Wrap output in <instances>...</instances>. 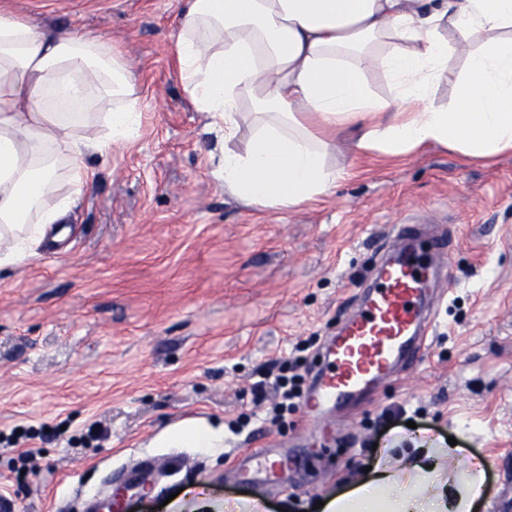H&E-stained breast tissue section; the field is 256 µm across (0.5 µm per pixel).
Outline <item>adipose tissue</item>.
I'll return each instance as SVG.
<instances>
[{"instance_id":"obj_1","label":"adipose tissue","mask_w":512,"mask_h":512,"mask_svg":"<svg viewBox=\"0 0 512 512\" xmlns=\"http://www.w3.org/2000/svg\"><path fill=\"white\" fill-rule=\"evenodd\" d=\"M174 39L184 91L223 133L224 192L246 206L333 194L346 130L361 153L512 152V0H180ZM454 59L452 96L437 103ZM141 112L122 46L0 9V268L32 258L64 218L59 175L82 187L86 155L136 139ZM376 472L323 512H473L484 492L473 459L454 482L421 462L399 474L382 459Z\"/></svg>"}]
</instances>
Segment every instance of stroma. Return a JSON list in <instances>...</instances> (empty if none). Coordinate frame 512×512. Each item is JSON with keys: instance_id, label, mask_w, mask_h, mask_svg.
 Segmentation results:
<instances>
[{"instance_id": "stroma-1", "label": "stroma", "mask_w": 512, "mask_h": 512, "mask_svg": "<svg viewBox=\"0 0 512 512\" xmlns=\"http://www.w3.org/2000/svg\"><path fill=\"white\" fill-rule=\"evenodd\" d=\"M40 25L119 42L142 85L130 145L88 156L68 235L0 269V497L14 512H86L146 469L133 512H315L368 480L379 456L401 467L429 444L447 476L449 439L483 462L479 512H512V153L440 145L355 153L335 193L285 211L248 208L217 175L221 135L184 93L172 31L178 0H0ZM425 216L450 269L436 288L429 353L371 402L304 427L302 404L272 419L265 374L318 348L357 305L393 224ZM210 427L215 448L174 434ZM282 460L274 481L238 468Z\"/></svg>"}]
</instances>
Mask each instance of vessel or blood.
<instances>
[{
	"instance_id": "1",
	"label": "vessel or blood",
	"mask_w": 512,
	"mask_h": 512,
	"mask_svg": "<svg viewBox=\"0 0 512 512\" xmlns=\"http://www.w3.org/2000/svg\"><path fill=\"white\" fill-rule=\"evenodd\" d=\"M397 236L400 246L381 257L372 283L361 294L359 311L319 352L305 404L311 418L324 416L328 406L367 395L375 381L391 376L401 363L424 358L431 324L422 307L436 283L413 227L399 226Z\"/></svg>"
}]
</instances>
